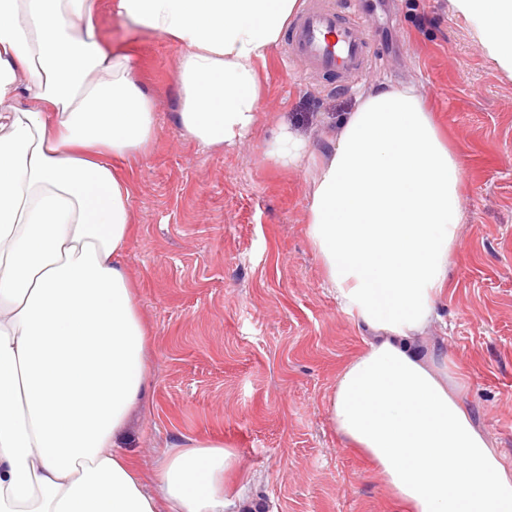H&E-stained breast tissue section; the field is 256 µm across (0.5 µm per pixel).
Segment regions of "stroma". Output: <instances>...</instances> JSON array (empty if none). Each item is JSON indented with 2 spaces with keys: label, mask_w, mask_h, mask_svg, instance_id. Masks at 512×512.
Masks as SVG:
<instances>
[{
  "label": "stroma",
  "mask_w": 512,
  "mask_h": 512,
  "mask_svg": "<svg viewBox=\"0 0 512 512\" xmlns=\"http://www.w3.org/2000/svg\"><path fill=\"white\" fill-rule=\"evenodd\" d=\"M371 67L360 88L414 84L463 161V241L434 345L475 423L512 463V79L484 57L447 0H368ZM108 45L133 55L154 101L146 155L122 162L134 188L125 269L151 330L147 406L127 452L151 470L186 438L236 448L268 512H406L372 464L346 447L327 401L363 328L326 290L306 233L308 172L264 154L279 126L310 149L356 105L332 76L263 72L260 121L240 143L206 148L174 113L180 51L124 25L100 0Z\"/></svg>",
  "instance_id": "1"
}]
</instances>
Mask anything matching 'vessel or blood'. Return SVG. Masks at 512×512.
Returning a JSON list of instances; mask_svg holds the SVG:
<instances>
[{
  "mask_svg": "<svg viewBox=\"0 0 512 512\" xmlns=\"http://www.w3.org/2000/svg\"><path fill=\"white\" fill-rule=\"evenodd\" d=\"M360 0H309L293 24L284 63L313 75L331 74L344 83L362 75L370 39Z\"/></svg>",
  "mask_w": 512,
  "mask_h": 512,
  "instance_id": "b4317fda",
  "label": "vessel or blood"
}]
</instances>
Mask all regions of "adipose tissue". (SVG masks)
Returning a JSON list of instances; mask_svg holds the SVG:
<instances>
[{"label": "adipose tissue", "mask_w": 512, "mask_h": 512, "mask_svg": "<svg viewBox=\"0 0 512 512\" xmlns=\"http://www.w3.org/2000/svg\"><path fill=\"white\" fill-rule=\"evenodd\" d=\"M180 50L181 131L232 146L259 120L262 71L300 0H112ZM512 78V0H448ZM138 63L97 0H0V512H262L236 449L190 439L144 472L121 442L148 383L149 332L124 268L130 181L155 139ZM465 181L409 85L363 92L312 160L307 234L364 349L336 377L332 429L411 512H512V465L434 344Z\"/></svg>", "instance_id": "obj_1"}]
</instances>
